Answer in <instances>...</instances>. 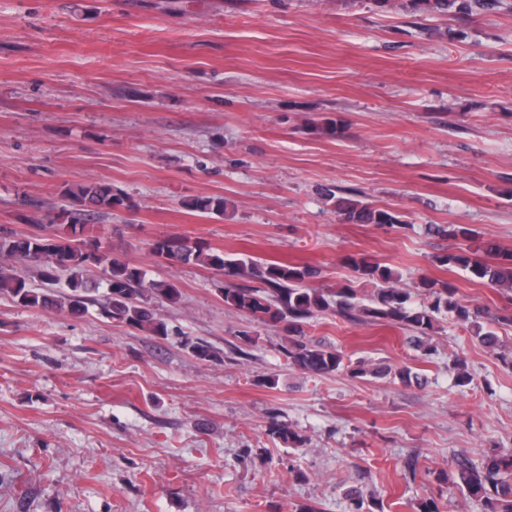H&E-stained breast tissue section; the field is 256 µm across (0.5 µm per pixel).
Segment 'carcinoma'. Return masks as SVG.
I'll list each match as a JSON object with an SVG mask.
<instances>
[{
    "mask_svg": "<svg viewBox=\"0 0 512 512\" xmlns=\"http://www.w3.org/2000/svg\"><path fill=\"white\" fill-rule=\"evenodd\" d=\"M498 0H412V8L425 13L471 17L479 11L496 7ZM64 196L72 209L65 211L63 223L54 220L41 225L40 232H0V295L11 297L18 305L43 311H63L80 317L88 306L97 302L93 293L103 285L105 302L100 313L114 321L154 336L168 335L154 303L179 301L181 292L170 281L146 280L138 266L112 254L87 223L88 212L107 211L125 206V199L113 192L112 185L90 182L67 187ZM334 209L350 224L394 225L401 223L391 212L349 197H335ZM190 206L202 213L226 214L229 201L217 197H200ZM429 232L441 237L466 240L469 245L457 247L435 256L438 266L460 268L478 280L499 288L512 301V252H501L492 242H483L473 230L460 224L429 225ZM151 252L176 265L196 264L224 272L227 277L253 279L259 286L224 289V304L246 312L255 321L283 329L289 337L285 349L287 364L315 374H331L345 368L342 354L307 340L305 328L318 315L332 311L355 323H396L416 333L413 344L424 356L432 355L425 341L433 331L437 316L451 313L467 325L489 353L499 347L497 335L483 330L477 307L461 302L458 288L449 282L424 277L422 288L430 302L419 307L408 305V292L397 286V273L378 262L351 257L348 264L355 274V284L336 289L311 288L309 282L319 275L310 265L264 263L251 256L238 257L213 251L206 244L171 236L151 244ZM497 253V261L489 264L480 259L482 253ZM21 264L37 272L40 279L52 284L66 276V291H38L29 286L16 270ZM373 286L368 299L359 297L356 285ZM269 433L294 447L302 437L287 424L272 420ZM458 486L468 495L481 499L486 512H512V450L495 453L480 464L467 459L458 463Z\"/></svg>",
    "mask_w": 512,
    "mask_h": 512,
    "instance_id": "carcinoma-1",
    "label": "carcinoma"
}]
</instances>
